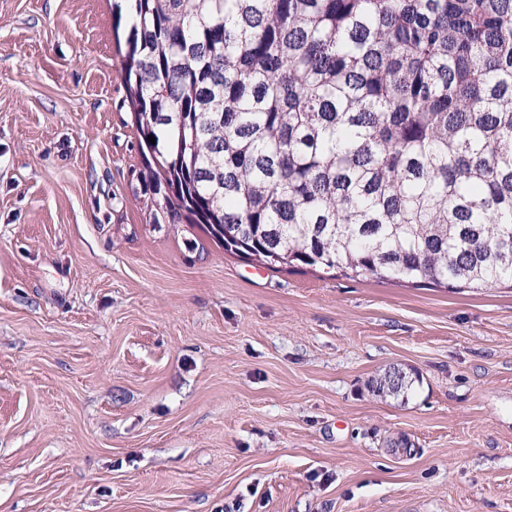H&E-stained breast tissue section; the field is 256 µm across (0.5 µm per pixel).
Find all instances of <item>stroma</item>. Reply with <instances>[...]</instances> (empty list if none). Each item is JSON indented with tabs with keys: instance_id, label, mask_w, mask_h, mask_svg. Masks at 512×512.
Segmentation results:
<instances>
[{
	"instance_id": "stroma-1",
	"label": "stroma",
	"mask_w": 512,
	"mask_h": 512,
	"mask_svg": "<svg viewBox=\"0 0 512 512\" xmlns=\"http://www.w3.org/2000/svg\"><path fill=\"white\" fill-rule=\"evenodd\" d=\"M113 2L0 0V512H512V288L153 223ZM394 368L393 370H395ZM387 371L390 372V378L386 379L385 374L378 377L371 378L369 384L376 395L383 398H392L402 396L404 400L408 393L412 390L415 380L406 375L403 370L400 371ZM393 371V372H392Z\"/></svg>"
}]
</instances>
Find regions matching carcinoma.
<instances>
[{"instance_id":"1","label":"carcinoma","mask_w":512,"mask_h":512,"mask_svg":"<svg viewBox=\"0 0 512 512\" xmlns=\"http://www.w3.org/2000/svg\"><path fill=\"white\" fill-rule=\"evenodd\" d=\"M113 8L154 221L273 271L512 288V0Z\"/></svg>"}]
</instances>
